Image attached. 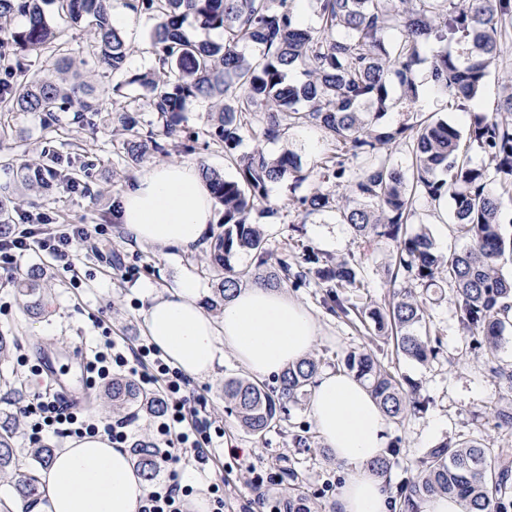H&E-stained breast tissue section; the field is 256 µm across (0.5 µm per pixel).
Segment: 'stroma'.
Wrapping results in <instances>:
<instances>
[{
  "instance_id": "stroma-1",
  "label": "stroma",
  "mask_w": 512,
  "mask_h": 512,
  "mask_svg": "<svg viewBox=\"0 0 512 512\" xmlns=\"http://www.w3.org/2000/svg\"><path fill=\"white\" fill-rule=\"evenodd\" d=\"M53 145L64 155L81 151L85 160L92 162L90 190L73 193L65 185H57L52 192L38 197L39 212L48 215L56 227L93 224L103 227L104 233L79 255L73 268H66L61 261L50 264L55 274L52 308L49 314L26 319L18 352L33 363L42 356L53 359L61 379L73 380L81 367L76 355L89 353L99 344L100 326H108L113 335L137 342L145 335L144 311L152 296L179 288L188 277L199 283L204 301L212 297L216 286L214 274L207 269L205 250L185 253L127 242L113 215V205L123 189L145 169L165 159L195 166L204 163L228 177L234 176L235 171L225 161L222 149L199 143L188 152L177 140L170 141L167 155L150 153L140 165L126 167L118 157L111 128L102 125L93 129L69 124L54 134ZM260 145L273 155L286 149L292 151L306 171L315 169L330 148L324 131L312 126L292 128L287 139ZM311 187V182L296 186L288 179L270 185L268 199L278 213L263 224L269 251L276 257H292L306 244L334 258L359 257L360 240L349 225L337 221L335 213L324 212L311 216L307 223H298L291 202L307 194ZM413 221L416 227L428 229L440 252L459 250L465 245L449 224L441 222L426 199L416 202ZM392 254L393 246L388 242L372 251L367 261L368 286L361 291H348L350 302L380 303L392 294L393 286L383 274ZM124 263L139 267L136 281L125 283L119 279L118 268ZM289 293L311 310L319 324L320 334L312 354L320 358L322 370H336L347 353L368 349L399 379L417 384L420 409L409 412L402 423L391 428V489H399L414 473L424 452L441 441L477 437L492 448L504 444L505 435L496 427L490 407L512 401V389L489 373L481 352L473 348L459 324L452 301L428 306V317L439 331L442 346L436 358L420 363L396 355L386 338L370 336L363 326L328 311L323 303L326 290L317 280L290 288ZM243 371L228 351L211 376L192 382L193 388L206 395L207 410L224 431L222 446L210 466L211 478L224 482V512L261 509L257 494L246 483L245 471L225 468L232 448L242 449L257 465L280 473H296L298 484L317 504L319 512H337L336 498L344 471L331 451L324 448L311 418L309 399L291 405L287 418L264 436H252L226 411L224 402L225 377Z\"/></svg>"
}]
</instances>
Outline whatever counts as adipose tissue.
Returning <instances> with one entry per match:
<instances>
[{
  "label": "adipose tissue",
  "mask_w": 512,
  "mask_h": 512,
  "mask_svg": "<svg viewBox=\"0 0 512 512\" xmlns=\"http://www.w3.org/2000/svg\"><path fill=\"white\" fill-rule=\"evenodd\" d=\"M213 198L197 167L162 163L126 187L115 215L136 244L197 249L213 222ZM200 288L186 279L145 311L151 342L192 378L211 375L230 348L252 374L270 376L306 357L318 326L306 307L280 289L243 285L225 300L219 320L206 315ZM311 415L318 434L346 469L338 512H393L388 478L371 467L388 447L391 422L354 377L318 374ZM147 491L127 453L104 436L72 441L46 476L44 512H135Z\"/></svg>",
  "instance_id": "adipose-tissue-1"
}]
</instances>
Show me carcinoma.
<instances>
[{
  "instance_id": "obj_1",
  "label": "carcinoma",
  "mask_w": 512,
  "mask_h": 512,
  "mask_svg": "<svg viewBox=\"0 0 512 512\" xmlns=\"http://www.w3.org/2000/svg\"><path fill=\"white\" fill-rule=\"evenodd\" d=\"M54 5L46 18L44 2ZM294 0H126V7L151 22L145 53L149 66L129 65L131 47L112 25V0H0V62L12 54L48 55L52 68L26 74L0 89V116L14 112L39 116L43 131L56 132L73 112L83 125L96 126L102 101L120 106L117 122L123 132V157L138 163L148 152L167 153L166 140L182 137L194 149L204 140L224 148L236 176L226 178L203 168L214 198L224 206L222 231L211 243L207 267L220 276L217 296L209 307L221 310L229 292L244 282L280 288L295 287L313 277L327 288L324 303L339 317L374 329L393 340L396 352L426 363L435 358L440 340L432 336L424 299L415 289L443 285L452 289L458 322L486 358L491 374L512 388V367L499 364L498 349L512 308V276L502 262L512 259V224L504 200L512 199V91L498 100L495 111L483 108L487 81L504 53L512 49V0H312L318 22L300 24ZM17 17L21 27L13 26ZM87 23L88 65L111 82L95 87L60 77L71 67L68 30ZM219 31L220 42L200 39L197 32ZM453 43L454 51L438 52L430 64L429 88L446 97V107L463 112L465 129L429 115L398 125L382 119L418 101L424 91L419 67L423 51ZM300 70L301 81L294 78ZM399 88L394 96L393 88ZM207 104L198 127L187 125L186 113ZM322 128L333 145L319 165L321 182L334 181L340 192L319 188L293 200L301 223L326 210L336 211L363 242L390 241L393 263L386 275L400 289L383 304L361 307L344 293L365 287L364 266L322 258L303 247L305 268L296 272L288 257L274 258L253 217H272L268 186L286 178L300 185L310 178L297 157L286 149L276 156L257 147L247 154L236 149L248 135L260 141L280 140L291 128ZM405 151L402 168L395 154ZM487 159L472 162L471 153ZM47 163L21 169L20 179L0 187V238L13 231L11 214L34 204L25 191L47 189L69 176L56 151L46 145ZM425 198L437 209L448 203L453 234L466 241L461 251H437L425 228L408 227L414 204ZM242 253L253 263H237ZM19 309L26 316L44 313L51 277L28 270L14 281ZM345 367L368 388L387 417L400 423L419 408L417 386L403 384L369 353L351 351ZM320 362L307 357L277 377V385L240 376L224 379V402L239 425L263 435L288 404L312 393ZM103 396L112 410L144 411L150 396L134 380L116 376ZM147 481L154 480L158 450L143 439L131 449ZM52 449L30 450L28 468L14 483L13 497L23 512H33L44 498L40 472L52 462ZM15 428L0 420V474L16 469ZM434 495L464 503V512H509L512 508V448H489L480 438L446 441L429 449L415 474L400 486L398 512H420Z\"/></svg>"
}]
</instances>
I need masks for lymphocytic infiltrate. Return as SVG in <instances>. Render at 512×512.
Listing matches in <instances>:
<instances>
[{"instance_id":"obj_1","label":"lymphocytic infiltrate","mask_w":512,"mask_h":512,"mask_svg":"<svg viewBox=\"0 0 512 512\" xmlns=\"http://www.w3.org/2000/svg\"><path fill=\"white\" fill-rule=\"evenodd\" d=\"M24 221L25 229L11 239L0 240V271L9 275L20 268L23 258L33 249L60 261H72L81 247L100 232L96 226L71 224L40 237L34 227L45 223V216L29 213ZM115 371L124 372L142 386L159 392L165 404L155 432L158 443L164 447L161 466L166 477L140 500L136 512H185L194 489L183 481L180 455L188 453L190 460L203 468L210 463L215 450L213 422L206 413V399L192 388L181 370L163 359L161 352L145 340L130 344L124 337H115L105 348L94 350L85 361L88 385L108 379ZM29 374L32 388L26 399L17 402L16 414L25 423L31 444L51 438L100 434L107 436L113 447H125L129 439L126 421L96 419L75 411L53 393L50 382L43 380L39 366H31Z\"/></svg>"}]
</instances>
